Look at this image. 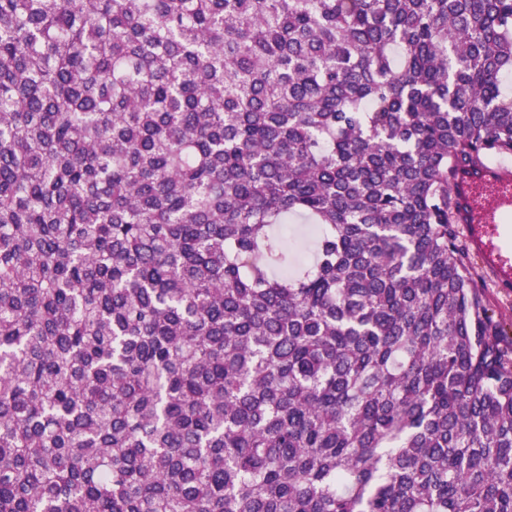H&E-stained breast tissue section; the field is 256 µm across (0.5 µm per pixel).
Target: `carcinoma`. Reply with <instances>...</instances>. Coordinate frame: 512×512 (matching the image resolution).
Masks as SVG:
<instances>
[{
    "mask_svg": "<svg viewBox=\"0 0 512 512\" xmlns=\"http://www.w3.org/2000/svg\"><path fill=\"white\" fill-rule=\"evenodd\" d=\"M511 76L512 0H0V512H512ZM490 192L492 199L486 201ZM456 218L472 228L469 247L478 253L489 274L504 287L512 286V168L510 164L488 161L457 173L455 180ZM467 236L465 227L460 225ZM477 274L485 285L486 300L506 323L512 338V291L498 288L480 260L472 254ZM511 325V330H510Z\"/></svg>",
    "mask_w": 512,
    "mask_h": 512,
    "instance_id": "obj_1",
    "label": "carcinoma"
}]
</instances>
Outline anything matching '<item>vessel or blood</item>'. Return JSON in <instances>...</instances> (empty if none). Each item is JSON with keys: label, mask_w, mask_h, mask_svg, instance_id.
Here are the masks:
<instances>
[{"label": "vessel or blood", "mask_w": 512, "mask_h": 512, "mask_svg": "<svg viewBox=\"0 0 512 512\" xmlns=\"http://www.w3.org/2000/svg\"><path fill=\"white\" fill-rule=\"evenodd\" d=\"M456 218L469 225V247L489 274L512 286V166L489 161L460 170L455 180Z\"/></svg>", "instance_id": "b4317fda"}]
</instances>
